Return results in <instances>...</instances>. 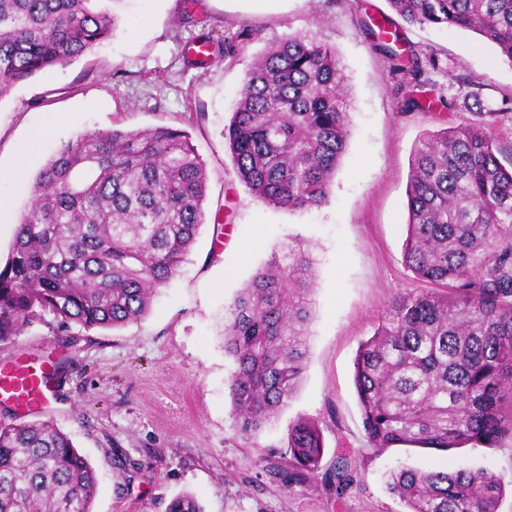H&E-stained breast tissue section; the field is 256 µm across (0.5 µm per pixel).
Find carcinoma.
<instances>
[{"label":"carcinoma","mask_w":512,"mask_h":512,"mask_svg":"<svg viewBox=\"0 0 512 512\" xmlns=\"http://www.w3.org/2000/svg\"><path fill=\"white\" fill-rule=\"evenodd\" d=\"M409 27L470 31L512 62V0H388ZM98 0H0V99L113 36ZM393 70L417 62L390 51ZM345 66L314 34H290L246 72L224 134L238 179L294 211L328 202L349 141ZM495 113L420 141L407 185L404 258L435 285L394 298L362 343L354 383L368 443L448 452L512 439V157L499 158ZM207 174L188 134L170 126L95 131L63 143L35 179L0 267V343L39 311L61 326L140 320L187 259L205 221ZM316 260L300 242L273 257L228 307L224 351L235 432L249 440L303 379ZM288 482L318 478L314 422L288 424ZM322 480L351 481L341 462ZM95 471L50 422H0V512H92ZM407 512H496L503 482L484 468L387 476ZM166 512H202L182 493Z\"/></svg>","instance_id":"carcinoma-1"}]
</instances>
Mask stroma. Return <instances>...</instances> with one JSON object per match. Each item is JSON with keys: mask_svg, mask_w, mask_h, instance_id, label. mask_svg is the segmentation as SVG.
<instances>
[{"mask_svg": "<svg viewBox=\"0 0 512 512\" xmlns=\"http://www.w3.org/2000/svg\"><path fill=\"white\" fill-rule=\"evenodd\" d=\"M109 0L113 37L69 64L41 73L0 100V167L18 145L47 130L17 182L0 185L9 211L0 227L5 263L14 225L34 179L62 141L112 128L170 125L186 130L208 176L206 222L176 275L155 293L148 313L116 329L60 327L52 313L24 324L0 343V368L62 367L44 401L24 412L0 403V422L49 421L67 433L97 476L93 512H165L191 493L203 512H406L386 486L387 473L468 465L501 477L498 512H512V442L448 454L373 448L362 427L354 385L359 346L385 322L395 295L427 290L403 257L406 186L413 152L427 134L468 122L477 111L462 78L481 85L497 108L495 134L512 152V64L472 33L403 27L415 54L418 97L455 100L454 110H412L402 78L365 25L381 22L387 0ZM316 34L346 67L352 107L350 138L326 206L276 208L239 181L224 143L245 72L268 47L291 34ZM208 35L214 54L203 68L184 51ZM303 242L318 265L307 367L278 420L254 438L231 422L227 380L235 368L224 352L226 309L272 256ZM320 429L321 468L353 469L342 492L311 480L286 486L283 448L289 421Z\"/></svg>", "mask_w": 512, "mask_h": 512, "instance_id": "35a3bbf8", "label": "stroma"}]
</instances>
